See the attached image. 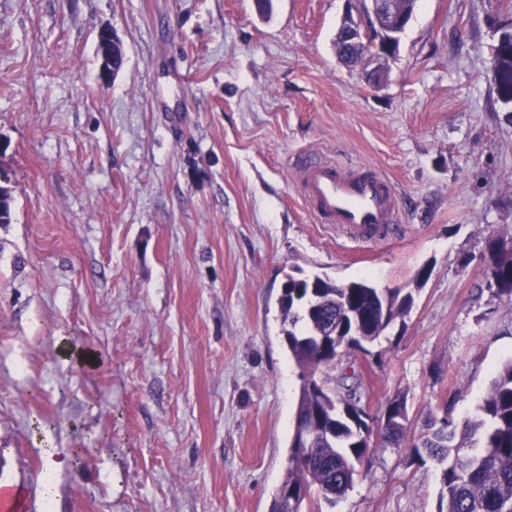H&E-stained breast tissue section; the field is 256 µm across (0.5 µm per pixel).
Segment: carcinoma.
<instances>
[{"label":"carcinoma","mask_w":512,"mask_h":512,"mask_svg":"<svg viewBox=\"0 0 512 512\" xmlns=\"http://www.w3.org/2000/svg\"><path fill=\"white\" fill-rule=\"evenodd\" d=\"M508 39L496 57L499 98L512 101V17L492 18ZM13 197L0 186V224L10 222ZM487 288L512 297V240L488 235L480 255ZM414 290L373 288L362 279L337 283L288 276L279 299L284 342L298 369L299 395L289 444L287 471L270 512H285L283 493L302 491L291 512L333 509L352 488L360 463L377 446L404 449L439 471L438 512H512V359L496 371L474 416L457 424L431 412L425 431L410 432L406 397L386 406L370 425L362 374L344 367L345 357L369 353L368 346L414 305ZM301 430L309 447L296 446Z\"/></svg>","instance_id":"obj_1"}]
</instances>
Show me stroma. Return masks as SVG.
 <instances>
[{
    "mask_svg": "<svg viewBox=\"0 0 512 512\" xmlns=\"http://www.w3.org/2000/svg\"><path fill=\"white\" fill-rule=\"evenodd\" d=\"M496 0H417L386 83L333 41L362 0H0V479L40 512H270L298 371L289 274L382 287L430 276L358 356L368 413L471 415L512 358V301L484 282L512 237V113L492 81ZM125 61L100 77L97 35ZM376 167L402 222L342 242L299 164ZM92 349L81 366L64 347ZM86 445L51 467L44 441ZM336 512H437L433 463L376 448Z\"/></svg>",
    "mask_w": 512,
    "mask_h": 512,
    "instance_id": "35a3bbf8",
    "label": "stroma"
}]
</instances>
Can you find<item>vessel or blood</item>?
<instances>
[{
	"mask_svg": "<svg viewBox=\"0 0 512 512\" xmlns=\"http://www.w3.org/2000/svg\"><path fill=\"white\" fill-rule=\"evenodd\" d=\"M303 193L316 219L343 229L356 242L385 238L399 208L390 182L369 166L346 172L322 160L301 171Z\"/></svg>",
	"mask_w": 512,
	"mask_h": 512,
	"instance_id": "b4317fda",
	"label": "vessel or blood"
}]
</instances>
